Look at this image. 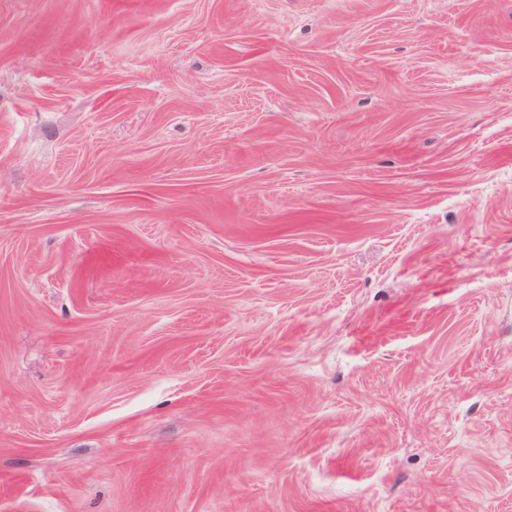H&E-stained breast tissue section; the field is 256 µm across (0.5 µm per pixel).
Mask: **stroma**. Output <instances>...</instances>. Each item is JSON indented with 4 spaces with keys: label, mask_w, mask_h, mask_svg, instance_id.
<instances>
[{
    "label": "stroma",
    "mask_w": 512,
    "mask_h": 512,
    "mask_svg": "<svg viewBox=\"0 0 512 512\" xmlns=\"http://www.w3.org/2000/svg\"><path fill=\"white\" fill-rule=\"evenodd\" d=\"M0 512H512V0H0Z\"/></svg>",
    "instance_id": "35a3bbf8"
}]
</instances>
